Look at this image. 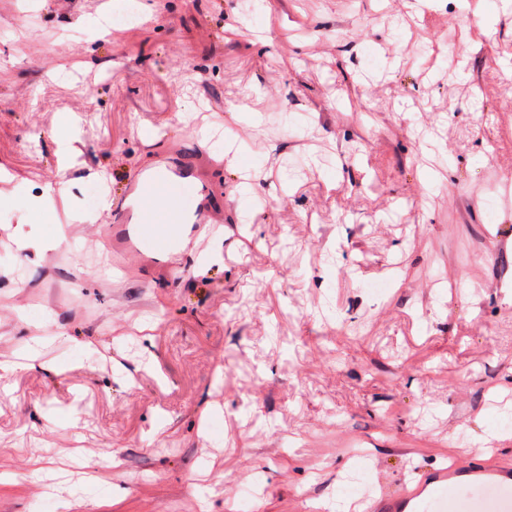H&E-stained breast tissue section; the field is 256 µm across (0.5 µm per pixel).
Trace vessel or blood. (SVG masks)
<instances>
[{
  "label": "vessel or blood",
  "mask_w": 512,
  "mask_h": 512,
  "mask_svg": "<svg viewBox=\"0 0 512 512\" xmlns=\"http://www.w3.org/2000/svg\"><path fill=\"white\" fill-rule=\"evenodd\" d=\"M126 192L136 212H121L116 221L114 256L142 248L162 254L180 239L188 221H210V193L188 172L141 176L128 185ZM475 480L494 483L501 488V496L449 507L452 489ZM363 502L366 512H512V463L490 458L467 465L444 464L409 479L395 491L365 495Z\"/></svg>",
  "instance_id": "1"
}]
</instances>
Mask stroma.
<instances>
[{"mask_svg":"<svg viewBox=\"0 0 512 512\" xmlns=\"http://www.w3.org/2000/svg\"><path fill=\"white\" fill-rule=\"evenodd\" d=\"M247 2L0 0V512H325L512 459V0ZM229 144L204 251L99 267L92 192ZM14 243L17 249L21 251H34L37 254H44L56 248V243L51 238H31L23 233L21 229H16L14 233Z\"/></svg>","mask_w":512,"mask_h":512,"instance_id":"stroma-1","label":"stroma"}]
</instances>
